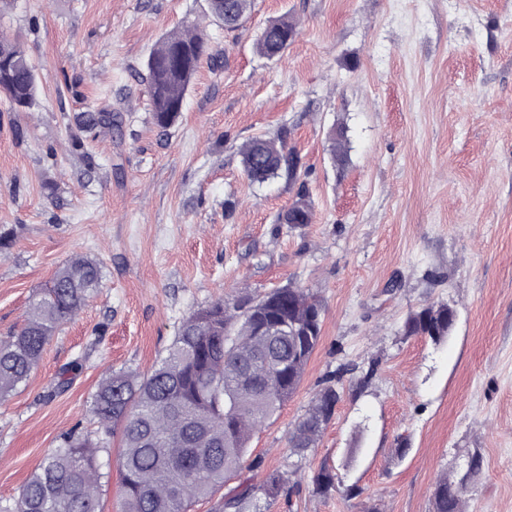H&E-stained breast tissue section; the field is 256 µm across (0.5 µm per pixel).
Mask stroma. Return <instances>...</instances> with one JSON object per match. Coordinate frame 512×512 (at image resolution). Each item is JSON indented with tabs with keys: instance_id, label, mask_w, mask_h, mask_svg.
I'll return each instance as SVG.
<instances>
[{
	"instance_id": "obj_1",
	"label": "stroma",
	"mask_w": 512,
	"mask_h": 512,
	"mask_svg": "<svg viewBox=\"0 0 512 512\" xmlns=\"http://www.w3.org/2000/svg\"><path fill=\"white\" fill-rule=\"evenodd\" d=\"M286 13L298 33L267 59L255 42ZM194 23L222 66H201L162 135L144 63ZM1 34L40 84L25 112L0 95V339L71 256L100 261L103 286L0 402V498L94 429L106 370L146 372L191 311L291 284L321 299L322 337L250 443L262 471L290 476L267 512H432L439 478L474 456L468 512H512V0H252L228 31L205 0H9ZM103 109L112 133L78 125ZM284 126L301 183L251 182L240 146ZM300 192L311 224L277 226ZM429 303L457 311L437 344L404 333ZM347 364L317 446L294 455L290 429ZM325 463L339 488L321 495Z\"/></svg>"
}]
</instances>
